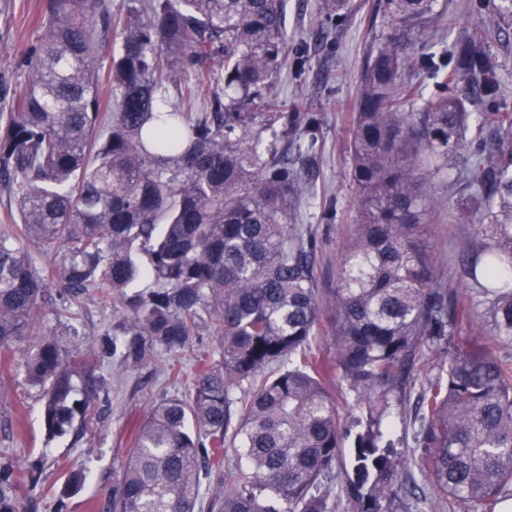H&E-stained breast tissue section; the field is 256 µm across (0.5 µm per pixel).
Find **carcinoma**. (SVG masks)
Here are the masks:
<instances>
[{"mask_svg":"<svg viewBox=\"0 0 512 512\" xmlns=\"http://www.w3.org/2000/svg\"><path fill=\"white\" fill-rule=\"evenodd\" d=\"M321 9L340 27L353 5L321 0ZM492 9L489 35L512 28V0ZM286 10L287 0H126L114 14L106 0H48L44 36L23 59L28 82L0 113V181L14 189L9 219L21 224L0 232V355L36 338L26 381L49 433L62 436L88 416L99 385L92 361L37 329L50 285L73 298L102 288L118 303L122 318L95 357L147 367L204 328L218 337L188 393L135 426L108 512H336L341 496L347 512H391L406 461L384 420L405 401L415 359L447 345L474 308L421 238L435 204L425 179L454 170L466 198L455 219L475 229L460 281L483 296L491 338L435 366L414 422L432 497L495 512L512 494V368L495 351L512 339V113L468 110L497 95L495 56L466 38L448 64L445 0H378L384 31L368 44L353 108L356 224L336 267L326 358L312 347L320 241L297 223L311 184L299 161L316 149L320 123L269 103L283 66L308 63L307 43H290ZM188 75L195 85L184 91ZM174 90L179 101L166 103ZM200 100L206 111L190 113ZM473 124L489 136H470ZM56 244L61 260L37 266L31 250ZM140 249L155 287L131 292ZM333 376L361 409L350 428ZM346 446L337 493L329 480ZM231 450L245 468L228 476ZM205 478L217 482L207 501ZM24 484L0 456V512H23Z\"/></svg>","mask_w":512,"mask_h":512,"instance_id":"cac0c4a2","label":"carcinoma"}]
</instances>
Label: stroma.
Returning <instances> with one entry per match:
<instances>
[{
  "instance_id": "stroma-1",
  "label": "stroma",
  "mask_w": 512,
  "mask_h": 512,
  "mask_svg": "<svg viewBox=\"0 0 512 512\" xmlns=\"http://www.w3.org/2000/svg\"><path fill=\"white\" fill-rule=\"evenodd\" d=\"M320 0H288L286 25L291 36L308 44L310 61L304 73L285 65L276 81L271 104L282 111L297 109L317 113L319 142L310 162L315 177L311 194L300 210L299 221L317 228L323 239L318 255V286L328 290L336 285V263L354 224L355 186L350 177L352 105L371 40V7L374 0H353L354 10L343 27H335L320 10ZM46 0H0V112L8 111L17 91L28 81L22 63L27 48L42 34L41 20ZM448 38L480 35L492 22L489 6L479 0H448ZM490 49L498 62L501 92L494 107L512 112V29L503 31ZM439 201L426 226L432 259L453 288H460L459 257L473 240V227L452 223L457 192L440 178L426 184ZM337 212L335 223L323 220L324 206ZM122 316L117 304L100 291L91 290L78 300L51 292L42 309L40 328L54 331L64 347L85 351L110 334ZM216 341L202 331L182 351L177 362L184 372L174 379L166 370L168 357L159 354L155 367L133 368L118 357L95 358V372L105 381L96 400L97 417L88 425L74 423L69 434L50 436L42 418L39 391L25 379L21 361L0 369V448L9 449L32 484L24 485L29 512H55L58 499H65L67 512H107L113 484L133 444L132 431L162 398L181 396L184 380L192 373L197 356L214 350ZM438 355L424 352L417 361L406 391L404 406L393 407L388 417L390 431L407 461V479L423 483L419 470L422 450L416 442L414 409L420 387L432 378ZM83 470L86 483L77 490L66 487L71 470Z\"/></svg>"
}]
</instances>
